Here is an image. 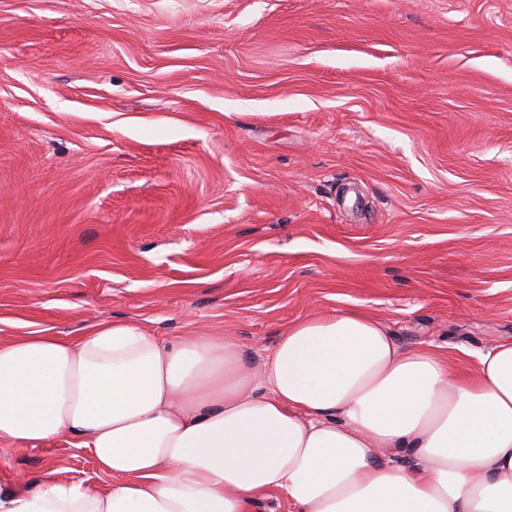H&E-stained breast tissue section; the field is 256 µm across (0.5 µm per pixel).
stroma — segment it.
<instances>
[{
    "instance_id": "35a3bbf8",
    "label": "stroma",
    "mask_w": 512,
    "mask_h": 512,
    "mask_svg": "<svg viewBox=\"0 0 512 512\" xmlns=\"http://www.w3.org/2000/svg\"><path fill=\"white\" fill-rule=\"evenodd\" d=\"M358 311L512 337V0H0V341ZM74 437L0 484L97 480Z\"/></svg>"
}]
</instances>
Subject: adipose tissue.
<instances>
[{
  "mask_svg": "<svg viewBox=\"0 0 512 512\" xmlns=\"http://www.w3.org/2000/svg\"><path fill=\"white\" fill-rule=\"evenodd\" d=\"M64 434L111 487L2 485L0 512H512V341L461 370L339 312L257 366L236 337L128 321L0 342V446Z\"/></svg>",
  "mask_w": 512,
  "mask_h": 512,
  "instance_id": "ef3b65f1",
  "label": "adipose tissue"
}]
</instances>
